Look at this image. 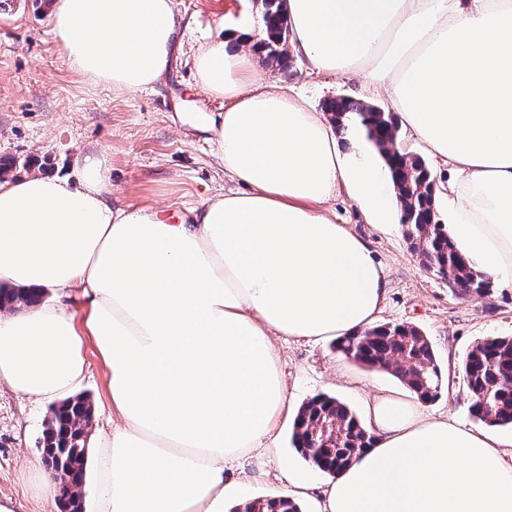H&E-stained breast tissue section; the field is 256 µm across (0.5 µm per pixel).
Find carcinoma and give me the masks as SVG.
<instances>
[{"mask_svg":"<svg viewBox=\"0 0 512 512\" xmlns=\"http://www.w3.org/2000/svg\"><path fill=\"white\" fill-rule=\"evenodd\" d=\"M261 20L266 37L259 44V52L264 62L287 69L289 28L284 0H261ZM324 111L330 114L336 133L347 135L360 130L382 154L400 200L405 239L421 265L450 283L462 284L464 295L492 291L494 282L473 271L448 239L447 228L438 219L435 179L426 160L417 153L399 151L397 117L362 100L342 96L327 100ZM43 297L38 291L23 292L0 285V308L18 303L35 305ZM336 348L365 368L390 373L423 401L441 395L442 372L431 342L411 324H378L361 335L341 338ZM462 373L471 415L487 426H512V337L496 336L473 344L464 357ZM92 414V404L83 395L52 404L44 423L43 444L54 447L70 424L84 425ZM292 442L312 467L334 475L371 446V436L348 405L321 394L299 408ZM87 454L83 440L67 451L74 475L86 473ZM233 512H300V507L288 496H277L245 500Z\"/></svg>","mask_w":512,"mask_h":512,"instance_id":"obj_1","label":"carcinoma"}]
</instances>
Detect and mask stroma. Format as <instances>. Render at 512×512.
<instances>
[{
	"label": "stroma",
	"mask_w": 512,
	"mask_h": 512,
	"mask_svg": "<svg viewBox=\"0 0 512 512\" xmlns=\"http://www.w3.org/2000/svg\"><path fill=\"white\" fill-rule=\"evenodd\" d=\"M184 29L183 54L153 87L117 93L93 85L67 66L53 31L47 0H0V156L15 157L17 176H63L91 151L105 152L119 199L138 206L154 203L185 212L209 196L238 190L217 164L215 145L201 122L223 111L224 103L194 88L192 55L216 35L224 16L237 13L238 0H173ZM272 85L300 95L314 109L327 99L347 96L388 108L381 96L365 93L362 83L314 70L306 58L292 56L288 69L266 66ZM337 223L368 239L388 280L380 321L410 323L431 340L443 374V390L428 403L434 417L452 416L471 428L479 423L469 411L459 361L476 341L512 336V289L494 288L486 296L453 292L447 281L426 271L410 251L398 224L383 228L365 223L358 204L338 193L328 204ZM335 339L320 343L278 338L293 407L319 394L345 402L359 418L366 403L402 393L403 385L380 370L361 367L337 351ZM81 394L95 410L87 446L95 448L100 432L112 428L106 373L94 346ZM47 406L35 405L9 389H0V499L18 503V512H61L47 508L39 474L43 468L41 437ZM291 428L280 432L279 447L257 450L229 464L227 473L249 478L247 496L263 498L283 491L281 472L291 461L311 473V497H318L327 474L311 471L293 447Z\"/></svg>",
	"instance_id": "obj_1"
}]
</instances>
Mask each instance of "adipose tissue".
Returning a JSON list of instances; mask_svg holds the SVG:
<instances>
[{
  "label": "adipose tissue",
  "instance_id": "1",
  "mask_svg": "<svg viewBox=\"0 0 512 512\" xmlns=\"http://www.w3.org/2000/svg\"><path fill=\"white\" fill-rule=\"evenodd\" d=\"M293 53L364 77L451 177L448 236L512 288V0H286ZM69 68L132 93L182 49L173 0H54ZM263 31L229 25L192 57L195 86L227 106L205 127L244 191L190 214L113 204L90 153L68 176L0 183V283L44 300L0 313V386L37 404L106 368L112 429L86 492L94 512H222L225 471L272 448L293 416L274 339L374 326L387 293L368 242L325 208L346 191L367 223L400 206L378 155L342 153L325 113L272 88ZM372 444L323 490L318 512H512L502 438L433 418L416 395L368 407Z\"/></svg>",
  "mask_w": 512,
  "mask_h": 512
}]
</instances>
